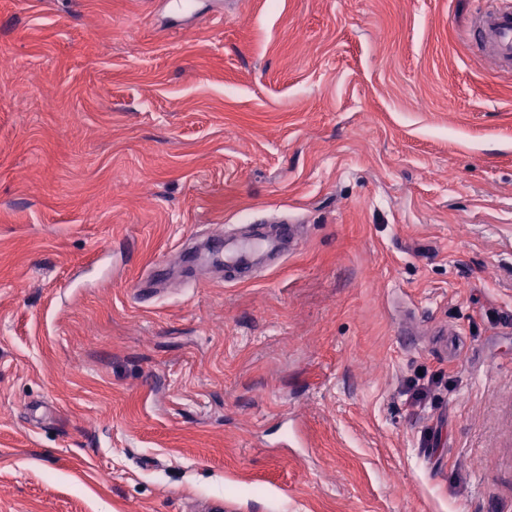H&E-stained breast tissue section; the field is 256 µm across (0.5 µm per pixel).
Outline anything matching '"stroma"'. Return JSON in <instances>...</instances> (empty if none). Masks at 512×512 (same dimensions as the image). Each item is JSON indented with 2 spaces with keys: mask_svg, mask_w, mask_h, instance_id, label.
Listing matches in <instances>:
<instances>
[{
  "mask_svg": "<svg viewBox=\"0 0 512 512\" xmlns=\"http://www.w3.org/2000/svg\"><path fill=\"white\" fill-rule=\"evenodd\" d=\"M484 6L0 0V512H512ZM279 220L245 282L179 259Z\"/></svg>",
  "mask_w": 512,
  "mask_h": 512,
  "instance_id": "1",
  "label": "stroma"
}]
</instances>
